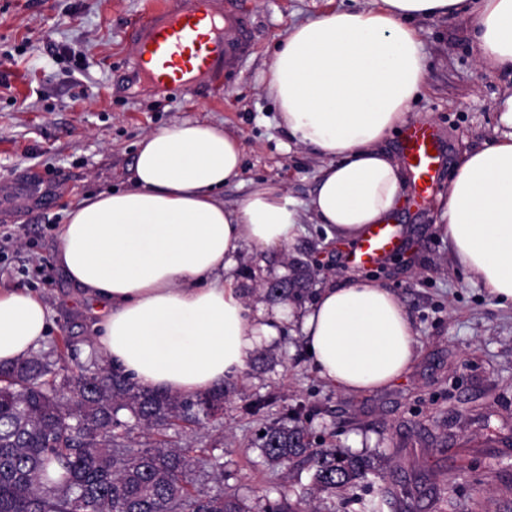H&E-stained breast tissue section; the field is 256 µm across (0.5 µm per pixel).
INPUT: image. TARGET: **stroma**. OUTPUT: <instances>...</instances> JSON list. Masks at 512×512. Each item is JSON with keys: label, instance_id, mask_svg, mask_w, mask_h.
<instances>
[{"label": "stroma", "instance_id": "stroma-1", "mask_svg": "<svg viewBox=\"0 0 512 512\" xmlns=\"http://www.w3.org/2000/svg\"><path fill=\"white\" fill-rule=\"evenodd\" d=\"M150 0H0V44L17 48L0 63V289L29 290L47 306L50 338L73 337L70 365L89 364L95 307L55 264L66 210L87 195L131 183L138 141L183 121L224 127L243 148L242 174L224 188L234 205L256 184L283 188L307 202L322 165L317 155L287 149L266 74L275 43L293 25L330 8L371 9L373 0H241L244 28L225 26L242 49L225 66L223 86L196 79L191 94L156 92L134 80L133 26ZM427 63L426 87L410 121L433 126L442 165L427 201H406L395 217L401 249L378 264L351 266L346 250L309 223L287 250L246 248L238 283L255 309L263 282L289 275L292 260H318L312 292L290 306L265 357L249 361L239 393L229 394L221 421L194 437L224 450V489L262 512L282 484L304 495L309 464L281 468L255 448L269 419L306 405L317 444L368 453L380 475L364 495L383 512H512V304H501L448 247L444 203L464 151L500 135L497 104L512 93V70L479 67L465 16L415 23ZM370 277L390 288L416 333L414 358L391 384L344 393L312 370L301 318L316 289ZM271 397L267 414L242 413L240 395Z\"/></svg>", "mask_w": 512, "mask_h": 512}]
</instances>
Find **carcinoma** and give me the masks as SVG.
Here are the masks:
<instances>
[{
	"label": "carcinoma",
	"instance_id": "obj_1",
	"mask_svg": "<svg viewBox=\"0 0 512 512\" xmlns=\"http://www.w3.org/2000/svg\"><path fill=\"white\" fill-rule=\"evenodd\" d=\"M292 267L293 277L263 289L265 298L302 297L311 267ZM72 347L64 336L0 365V512H250L224 493V452L175 440L224 417L227 386L193 397L146 389L103 357L69 368ZM304 416L300 405L263 428L257 441L267 460L310 462L319 491L367 482L374 461L314 447ZM200 469L211 486L197 485ZM264 512L322 510L317 497L293 499L285 489Z\"/></svg>",
	"mask_w": 512,
	"mask_h": 512
}]
</instances>
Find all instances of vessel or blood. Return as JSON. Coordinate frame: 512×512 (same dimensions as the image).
I'll list each match as a JSON object with an SVG mask.
<instances>
[{
  "label": "vessel or blood",
  "mask_w": 512,
  "mask_h": 512,
  "mask_svg": "<svg viewBox=\"0 0 512 512\" xmlns=\"http://www.w3.org/2000/svg\"><path fill=\"white\" fill-rule=\"evenodd\" d=\"M223 19L214 18L210 10H185L164 0L142 27L144 34L136 39L137 55L143 64L136 70L155 87L190 91L195 75L209 76L212 84H221L223 63L234 53L233 45L224 41L225 25L240 22L238 0H226ZM439 139L432 126L413 122L404 130L401 152L410 163L415 177L414 203L430 196L441 166L437 153ZM402 245V233L395 224L370 225L359 245L346 255L353 265L376 264Z\"/></svg>",
  "instance_id": "1"
}]
</instances>
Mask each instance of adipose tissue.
I'll use <instances>...</instances> for the list:
<instances>
[{
	"label": "adipose tissue",
	"instance_id": "1",
	"mask_svg": "<svg viewBox=\"0 0 512 512\" xmlns=\"http://www.w3.org/2000/svg\"><path fill=\"white\" fill-rule=\"evenodd\" d=\"M455 15L470 18L481 64L512 68V0H377L325 11L278 41L268 90L279 124L323 160L307 203L259 186L226 206L242 148L225 128L186 120L145 135L132 186L84 198L59 235L56 264L98 306L95 349L143 386L184 396L242 378L283 311L256 312L235 288L241 250L286 249L309 219L351 242L392 222L405 177L384 143L426 80L413 22ZM500 110L502 135L456 168L446 232L454 260L512 303V97ZM49 325L39 297L0 289V363L39 349ZM301 332L312 368L347 393L399 378L416 343L397 295L366 279L319 289Z\"/></svg>",
	"mask_w": 512,
	"mask_h": 512
}]
</instances>
